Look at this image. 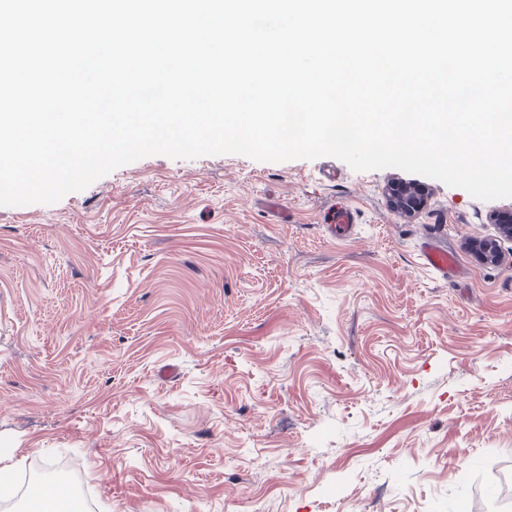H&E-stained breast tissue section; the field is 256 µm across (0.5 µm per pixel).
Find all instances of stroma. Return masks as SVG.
I'll return each instance as SVG.
<instances>
[{
    "label": "stroma",
    "mask_w": 512,
    "mask_h": 512,
    "mask_svg": "<svg viewBox=\"0 0 512 512\" xmlns=\"http://www.w3.org/2000/svg\"><path fill=\"white\" fill-rule=\"evenodd\" d=\"M496 212L512 198L397 168L236 154L0 207V512L52 466L84 512H503L512 240L496 264L467 247ZM425 240L457 269L424 268ZM330 222L325 224L331 237L345 238L352 235L355 228V218L351 209L341 208L328 217Z\"/></svg>",
    "instance_id": "35a3bbf8"
}]
</instances>
